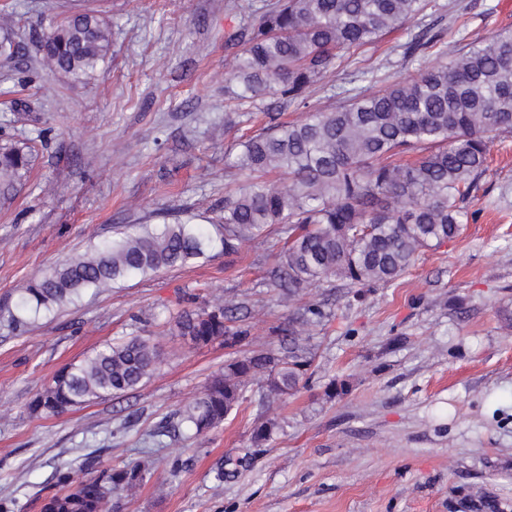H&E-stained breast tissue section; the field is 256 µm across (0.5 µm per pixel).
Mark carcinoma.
<instances>
[{
	"instance_id": "1",
	"label": "carcinoma",
	"mask_w": 512,
	"mask_h": 512,
	"mask_svg": "<svg viewBox=\"0 0 512 512\" xmlns=\"http://www.w3.org/2000/svg\"><path fill=\"white\" fill-rule=\"evenodd\" d=\"M428 0H278L257 22L231 34L237 47L225 60L224 94L238 106L268 115L269 123L239 136L225 176L237 181L224 196L221 235L176 220L135 224L119 236L66 259L33 280L20 309L50 310L82 295L146 278L162 269L207 258L216 246L231 251L278 224L287 246L272 282L296 291L336 278L352 288L387 285L404 275L420 253L458 236L466 223L464 202L488 171L497 137L512 133V31L469 42L410 82L385 87L369 72L362 84L340 89L344 104L332 111L309 109L310 88L338 69L351 50L420 15ZM112 45L107 24L92 12L48 20L38 50L52 72L80 80L96 70ZM274 94L301 112L280 122L276 106L257 104ZM28 164L21 147L0 150V171ZM236 306L218 303L182 312L181 336L196 346L217 340L235 347L248 330L230 325ZM311 317L289 331L277 351L242 352L224 366L200 397L180 413V424L200 435L219 426L244 399L249 380L260 378L266 395L299 389L312 365L304 336ZM157 355L141 336L108 345L63 367L33 401V411L57 416L92 400L135 391L155 374ZM144 479L139 465L102 470L75 482L57 476L63 492L45 512H94L120 486ZM460 512H504L485 494L464 499Z\"/></svg>"
}]
</instances>
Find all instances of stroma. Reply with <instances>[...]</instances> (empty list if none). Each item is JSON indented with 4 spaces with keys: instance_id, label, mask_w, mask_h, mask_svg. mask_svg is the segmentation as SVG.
<instances>
[{
    "instance_id": "obj_1",
    "label": "stroma",
    "mask_w": 512,
    "mask_h": 512,
    "mask_svg": "<svg viewBox=\"0 0 512 512\" xmlns=\"http://www.w3.org/2000/svg\"><path fill=\"white\" fill-rule=\"evenodd\" d=\"M276 0H0L20 52L0 58V148L28 146L27 167L0 176V512H41L57 469L86 474L141 465L144 481L104 512H455L493 493L512 506V134L465 206L461 233L422 251L397 281L355 289L329 280L290 307L270 281L285 246L280 226L238 252L128 280L51 312L7 318L28 284L129 224L187 214L209 226L233 186L224 163L225 38ZM89 7L111 50L82 80L51 73L36 52L43 19ZM512 29V0H430L425 11L351 54L316 84L313 108L373 70L382 84L413 78L433 49L408 54L425 30L447 53L460 36ZM245 308L244 346H278L311 304V378L262 400L249 383L237 412L194 437L178 412L224 371L236 349L192 345L176 316L217 300ZM131 336L159 354L158 372L126 394L45 418L31 409L62 367ZM272 439L255 445L267 421Z\"/></svg>"
}]
</instances>
